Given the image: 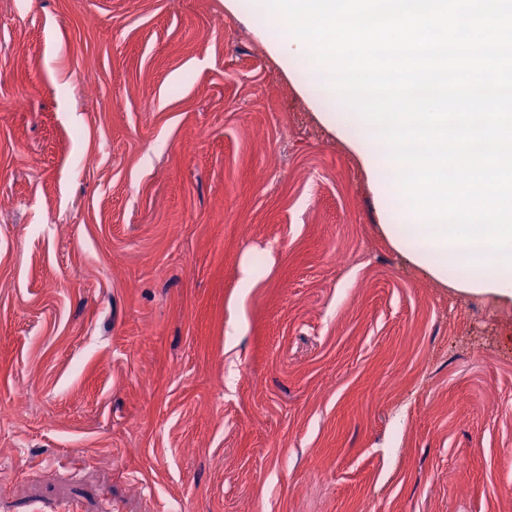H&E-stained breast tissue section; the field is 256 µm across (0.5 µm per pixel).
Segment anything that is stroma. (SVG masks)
Wrapping results in <instances>:
<instances>
[{"label":"stroma","instance_id":"1","mask_svg":"<svg viewBox=\"0 0 512 512\" xmlns=\"http://www.w3.org/2000/svg\"><path fill=\"white\" fill-rule=\"evenodd\" d=\"M250 7L0 0V512H512V306L407 267ZM241 272L239 288H241V293L245 294L262 278V270L258 260L254 256L247 254L242 259Z\"/></svg>","mask_w":512,"mask_h":512}]
</instances>
